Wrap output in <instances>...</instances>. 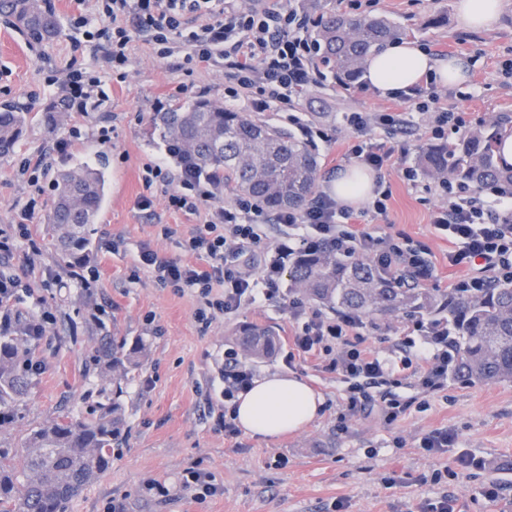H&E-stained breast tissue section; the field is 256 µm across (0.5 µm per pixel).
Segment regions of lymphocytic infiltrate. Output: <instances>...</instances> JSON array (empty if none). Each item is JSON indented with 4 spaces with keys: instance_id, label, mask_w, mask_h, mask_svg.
Masks as SVG:
<instances>
[{
    "instance_id": "lymphocytic-infiltrate-1",
    "label": "lymphocytic infiltrate",
    "mask_w": 512,
    "mask_h": 512,
    "mask_svg": "<svg viewBox=\"0 0 512 512\" xmlns=\"http://www.w3.org/2000/svg\"><path fill=\"white\" fill-rule=\"evenodd\" d=\"M98 15L95 21L82 14L74 16L70 25L81 30L88 43L103 49L110 71L119 79L126 76L135 30L148 35L158 58L178 55L183 64L223 71L233 85V99L244 101L251 112L285 105L294 110L298 95L321 77L315 64L319 48L311 37L318 19L301 6L278 7L269 0H99ZM59 83L81 112L93 89L100 87L101 77L95 68L86 67L46 80L50 87ZM398 99L404 105L400 111L344 113L350 157L369 168L383 169L396 151L395 132L410 129L428 113L434 119L426 126L427 138L441 139L446 129L466 126L461 113L440 108L434 88L416 86L400 91ZM144 181L167 194L170 208L205 214L204 223L185 241L186 250L203 257L204 265L162 259L147 248L140 251L138 262L158 285L195 293L200 300L196 318L206 326L217 316H232L243 306L276 296L273 275L288 255L285 247H276L269 277H256L242 266L243 257L260 243L261 226L267 219L297 232L300 246L333 245L337 254L356 253L372 260L388 276L406 273L412 280L424 281L434 275L432 264L403 248L394 237L355 228L348 209L323 193L303 210L283 209L268 218L247 198L216 204L217 176L188 164L173 171L162 160L146 165ZM431 222L455 245L448 262L464 270L457 287L477 290L493 279L512 283V218L460 188L449 191L432 212ZM288 317L297 326L293 345L298 354L319 357L325 369L345 383L347 416L377 412L390 424L406 414L409 402L371 394V387L381 380L413 377L426 392L440 390L448 382L447 329L414 322V330L424 334L426 349L406 350L388 359L368 346L370 324L364 316L339 312L329 317L297 297L288 304ZM254 377L252 366L238 352L227 351L224 409L217 416L225 437L240 433L234 402L252 386Z\"/></svg>"
}]
</instances>
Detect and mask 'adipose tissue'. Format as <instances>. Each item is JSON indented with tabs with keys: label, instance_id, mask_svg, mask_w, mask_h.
<instances>
[{
	"label": "adipose tissue",
	"instance_id": "adipose-tissue-1",
	"mask_svg": "<svg viewBox=\"0 0 512 512\" xmlns=\"http://www.w3.org/2000/svg\"><path fill=\"white\" fill-rule=\"evenodd\" d=\"M367 78L391 96L433 77L444 85L463 82L466 72L455 60L444 61L408 42L390 44L368 60ZM373 191V177L364 168L350 167L330 184L339 203L354 205ZM323 408V399L305 381L292 374H272L254 382L236 402V422L246 433L275 438L311 423Z\"/></svg>",
	"mask_w": 512,
	"mask_h": 512
}]
</instances>
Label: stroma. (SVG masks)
<instances>
[{"instance_id":"stroma-1","label":"stroma","mask_w":512,"mask_h":512,"mask_svg":"<svg viewBox=\"0 0 512 512\" xmlns=\"http://www.w3.org/2000/svg\"><path fill=\"white\" fill-rule=\"evenodd\" d=\"M457 0H369L360 10L411 30V42L438 59H454L466 71L463 83L437 91L444 107L464 113L468 126L512 116V0H500V17L489 30L463 25ZM442 15L440 25L430 16ZM74 32L42 44L29 42L0 17V103L16 102L38 109L50 95L44 81L69 69L106 68L101 54L74 47ZM125 80H106L82 114L70 115L61 132L48 134L31 124L14 152L0 157V228L19 221L34 206L29 232L41 248L34 261L16 256L10 273L21 281L13 310L28 317L49 311L54 323L37 340L41 369L25 401L24 418L8 437L25 431L66 408H84L86 375L93 368L98 338L117 332L143 339L149 356L123 385L120 402L126 418L125 441L100 477L67 503L65 512H426L430 503L451 495L461 512H512V380L462 385L448 382L430 393L413 380L374 387L373 395L391 394L410 402L406 415L385 424L375 414L341 420L345 385L320 360L299 356L293 348L294 325L288 319L293 294L287 273H279L280 294L262 306H246L210 327L196 320L195 294L159 287L138 265V252L148 247L164 259L198 265L199 256L183 251L181 242L203 220L202 214L168 209L161 194H148L144 167L164 156L166 145L152 118L158 107L172 108L196 100L223 104L228 85L223 73L176 68L157 58L145 37L133 36ZM364 112L393 111L397 100L382 96L370 82L344 89L335 76L311 88L301 99L303 122H316L329 140L318 141L317 192L329 189L336 175L351 166L348 132L341 115L349 108ZM41 165L38 182L22 175L23 163ZM415 153L394 156L378 174L392 196L385 213L353 206L362 223L380 236L400 237L406 248H427L435 275L428 288L447 290L461 268L448 264L454 245L430 222L440 189L426 175L417 187L403 180L402 165H415ZM76 164L105 165L107 196L92 226V255L81 274H95L84 288L55 252L46 224L58 171ZM151 196L150 209L138 201ZM170 228L161 235L156 219ZM241 324L272 327L275 355L255 364L256 377L291 373L306 380L325 399L322 415L305 429L275 440L247 433L225 438L212 418L224 403V350L231 330ZM456 440L448 453L430 456L419 442L437 428ZM482 459L483 467L462 469L457 459ZM208 471L219 487L216 495L194 500L180 486L186 470ZM166 487L150 491L149 483ZM501 496L485 497L489 484Z\"/></svg>"}]
</instances>
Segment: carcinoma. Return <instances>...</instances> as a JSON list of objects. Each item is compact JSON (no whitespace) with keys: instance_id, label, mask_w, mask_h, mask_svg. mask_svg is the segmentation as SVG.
Masks as SVG:
<instances>
[{"instance_id":"cac0c4a2","label":"carcinoma","mask_w":512,"mask_h":512,"mask_svg":"<svg viewBox=\"0 0 512 512\" xmlns=\"http://www.w3.org/2000/svg\"><path fill=\"white\" fill-rule=\"evenodd\" d=\"M0 14L30 40L43 43L62 35L59 18L45 0H0ZM406 31L378 17L353 18L329 9L321 13L315 40L325 62L345 86L359 83L370 56ZM71 109L68 97L47 98L35 112L14 103L0 108V157L9 156L28 124L49 133L62 131ZM166 146L178 159L223 175L224 182L269 211L303 209L314 193L318 161L310 146L287 131L253 119L247 112H229L198 101L153 118ZM507 120L486 121L454 140L419 147L418 163L434 181L458 184L473 192H512V167L501 165L497 140ZM103 171L87 165L58 173L54 180L47 224L52 245L70 264L91 257L89 226L105 195ZM289 290L333 312L410 317L448 326L452 363L448 377L461 383L512 380V286L493 284L478 293L434 292L384 276L362 257L336 254L331 246L312 244L293 258ZM230 339L253 362L273 356L277 342L270 328L240 325ZM33 337L18 325L0 333V512H63L82 489L112 464V449L121 446L125 418L118 402L122 383L143 364L148 347L116 333L97 350L100 371L89 389L93 404L85 415L61 413L31 427L19 443L1 436L22 419L23 405L37 370ZM24 449L25 468L9 461L12 448Z\"/></svg>"}]
</instances>
